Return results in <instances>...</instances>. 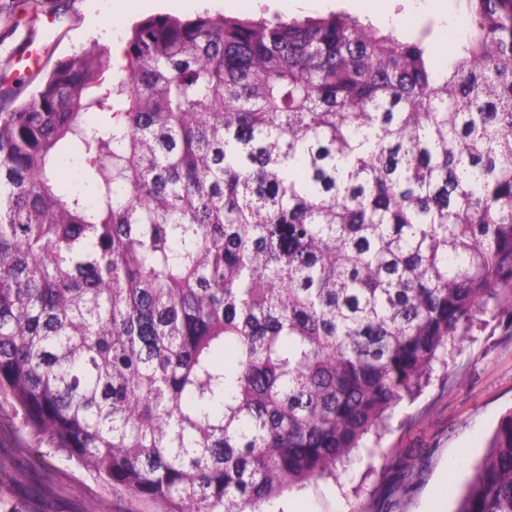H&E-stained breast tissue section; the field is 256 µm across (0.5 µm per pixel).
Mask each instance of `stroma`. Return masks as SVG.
<instances>
[{
    "label": "stroma",
    "instance_id": "35a3bbf8",
    "mask_svg": "<svg viewBox=\"0 0 512 512\" xmlns=\"http://www.w3.org/2000/svg\"><path fill=\"white\" fill-rule=\"evenodd\" d=\"M127 11L112 30L90 26L87 0H0V109L28 98L61 61L90 47L109 49L136 21L158 14L185 17L178 0H126ZM421 0H386L398 17L400 35L411 38L432 26V44L455 48L468 20L443 19L420 10ZM343 13L375 26L384 21L364 0H252L249 16L271 21ZM55 19L40 67L23 73L17 58L39 38L38 16ZM512 409V318L488 319L414 401L404 403L378 447L356 450L338 477L320 478L266 504L265 512H455L461 462L476 463L499 419ZM48 441L0 419V467L23 473L21 481L0 484V512H158L155 505L107 492L83 469L48 455ZM411 485L395 497L380 486Z\"/></svg>",
    "mask_w": 512,
    "mask_h": 512
}]
</instances>
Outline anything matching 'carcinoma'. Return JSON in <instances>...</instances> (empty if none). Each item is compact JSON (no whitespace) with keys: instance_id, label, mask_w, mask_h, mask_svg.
I'll list each match as a JSON object with an SVG mask.
<instances>
[{"instance_id":"carcinoma-1","label":"carcinoma","mask_w":512,"mask_h":512,"mask_svg":"<svg viewBox=\"0 0 512 512\" xmlns=\"http://www.w3.org/2000/svg\"><path fill=\"white\" fill-rule=\"evenodd\" d=\"M460 2L446 69L429 27L155 15L0 112V418L263 512L512 315V0ZM457 512H512V410Z\"/></svg>"}]
</instances>
